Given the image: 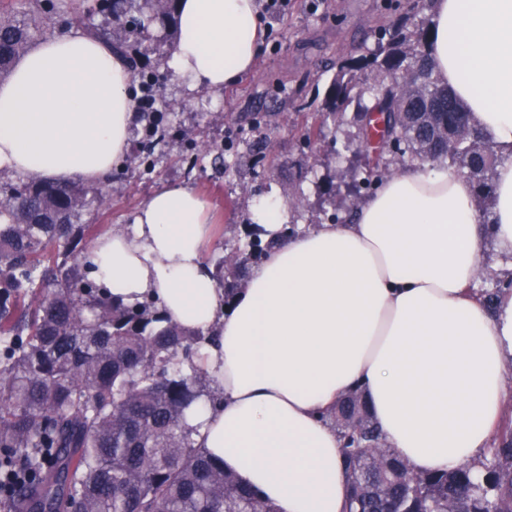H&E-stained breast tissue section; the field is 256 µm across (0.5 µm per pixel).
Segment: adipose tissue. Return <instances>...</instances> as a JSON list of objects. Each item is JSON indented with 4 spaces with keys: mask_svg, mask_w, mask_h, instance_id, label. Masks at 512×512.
<instances>
[{
    "mask_svg": "<svg viewBox=\"0 0 512 512\" xmlns=\"http://www.w3.org/2000/svg\"><path fill=\"white\" fill-rule=\"evenodd\" d=\"M173 59L189 87L219 90L260 51L257 0H177ZM434 74L508 161L492 225L472 183L413 162L343 224L275 248L233 301L204 256L209 207L185 186L157 191L133 233L85 256L124 303L157 301L212 331L200 367L223 399L190 411L198 445L280 512H344L349 482L325 416L361 390L388 447L418 474L472 461L512 394V293L489 310L471 290L483 246L512 253V0H433ZM122 59L89 35L47 38L0 81V168L66 185L108 175L129 146L135 103Z\"/></svg>",
    "mask_w": 512,
    "mask_h": 512,
    "instance_id": "ef3b65f1",
    "label": "adipose tissue"
}]
</instances>
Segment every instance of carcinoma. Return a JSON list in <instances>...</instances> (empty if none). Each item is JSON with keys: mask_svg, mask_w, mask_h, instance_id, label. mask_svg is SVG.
<instances>
[{"mask_svg": "<svg viewBox=\"0 0 512 512\" xmlns=\"http://www.w3.org/2000/svg\"><path fill=\"white\" fill-rule=\"evenodd\" d=\"M174 0H112V21L127 34L141 13L176 23ZM42 34L34 15L0 19V76ZM378 49L338 62L319 115L357 106L370 189L400 158L480 169L478 208L493 197L501 158L468 113L434 77L425 52L429 28L375 30ZM382 75L365 89L357 74ZM453 147H448V140ZM104 197L78 184L32 179L0 203V505L5 512H278L197 445L189 410L218 403L196 362L213 336L189 331L151 302L127 305L83 263L99 225L82 214ZM278 244L251 234L242 257L215 265L224 298L250 266ZM343 441L347 512H512V426L479 465L416 474L378 444L362 392L340 399L331 416Z\"/></svg>", "mask_w": 512, "mask_h": 512, "instance_id": "cac0c4a2", "label": "carcinoma"}]
</instances>
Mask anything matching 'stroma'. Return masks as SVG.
<instances>
[{"label": "stroma", "instance_id": "35a3bbf8", "mask_svg": "<svg viewBox=\"0 0 512 512\" xmlns=\"http://www.w3.org/2000/svg\"><path fill=\"white\" fill-rule=\"evenodd\" d=\"M55 0H0V13L27 11L42 17L45 36L108 28L112 15L96 9L62 12ZM409 0H289L281 15L262 13L266 30L254 68L217 91L193 89L176 74V33L159 21L126 37L129 55L141 57L161 86L157 128L147 136L135 120L129 159L113 168L96 189L106 202L83 214L101 233L133 230L134 217L155 191L171 185L194 189L210 206L209 264L229 244L247 241L255 199L278 200L288 226L306 230L348 219L359 198L360 158L353 112L326 121L316 151L300 141L311 114L305 98L326 91L336 60L376 50L380 23L404 22ZM267 137L265 156L249 142Z\"/></svg>", "mask_w": 512, "mask_h": 512}]
</instances>
